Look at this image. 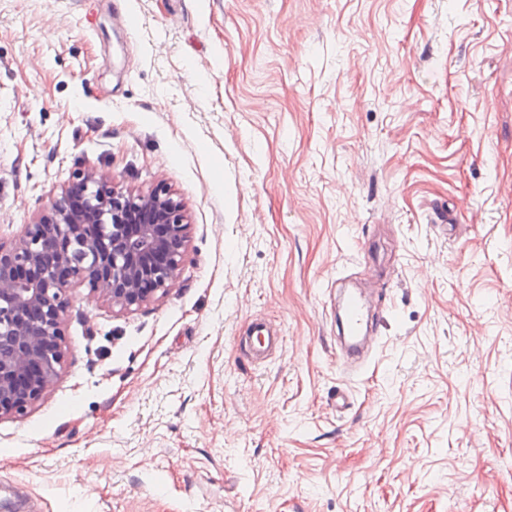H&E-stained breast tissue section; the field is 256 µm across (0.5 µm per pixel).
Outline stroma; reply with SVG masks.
<instances>
[{
    "label": "stroma",
    "instance_id": "35a3bbf8",
    "mask_svg": "<svg viewBox=\"0 0 512 512\" xmlns=\"http://www.w3.org/2000/svg\"><path fill=\"white\" fill-rule=\"evenodd\" d=\"M78 168L166 182L188 251L74 291L0 512H512V0H0V237ZM343 320L342 332L345 336L361 338L362 340L376 332V326L368 325L369 312L364 302L355 294H342ZM370 329V331H369Z\"/></svg>",
    "mask_w": 512,
    "mask_h": 512
}]
</instances>
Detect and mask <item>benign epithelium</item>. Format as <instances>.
I'll list each match as a JSON object with an SVG mask.
<instances>
[{"label": "benign epithelium", "mask_w": 512, "mask_h": 512, "mask_svg": "<svg viewBox=\"0 0 512 512\" xmlns=\"http://www.w3.org/2000/svg\"><path fill=\"white\" fill-rule=\"evenodd\" d=\"M182 202L78 169L36 220L0 238V419L22 418L57 379L71 290L128 310L167 293L186 255Z\"/></svg>", "instance_id": "1"}]
</instances>
